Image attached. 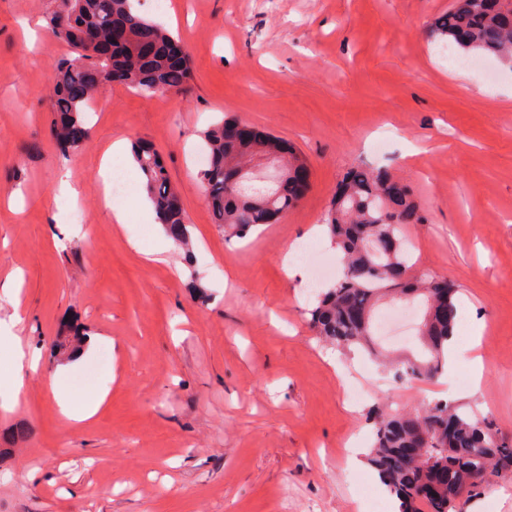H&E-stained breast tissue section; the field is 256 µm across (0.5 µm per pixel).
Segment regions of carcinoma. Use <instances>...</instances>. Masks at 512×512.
Instances as JSON below:
<instances>
[{
	"label": "carcinoma",
	"mask_w": 512,
	"mask_h": 512,
	"mask_svg": "<svg viewBox=\"0 0 512 512\" xmlns=\"http://www.w3.org/2000/svg\"><path fill=\"white\" fill-rule=\"evenodd\" d=\"M484 0L448 10L431 27L432 37L466 58L492 56L512 66V0ZM44 19L52 36L70 53L52 68L50 111L55 114L56 146L70 151L86 139L85 112L100 83L98 70L146 93L188 89L191 65L186 54L170 53L175 38L140 16L134 0H51ZM124 29L129 40L112 44V31ZM235 124L225 119L203 134L208 163L199 180L214 223L243 237L295 204L291 182L270 192L234 180L257 155L286 154L288 167L303 161L293 147L273 135L258 133L254 141L237 144L224 137ZM143 189L166 232L176 242H190L189 222L159 153L146 142L133 147ZM421 220L417 206L390 178L368 167L353 170L327 210L323 225L341 252L336 281L322 289L310 310V324L320 339L377 359L372 314L379 301H398L411 293L423 296L420 331L423 357L391 361L388 370L398 384L430 381L448 365V341L457 317L456 290L434 277L412 273L406 224ZM373 442L368 454L381 484L398 502V512H464L465 502L496 479L512 477V440L487 418L452 402L426 401L401 415L371 412ZM421 445V460H406L401 449Z\"/></svg>",
	"instance_id": "1"
}]
</instances>
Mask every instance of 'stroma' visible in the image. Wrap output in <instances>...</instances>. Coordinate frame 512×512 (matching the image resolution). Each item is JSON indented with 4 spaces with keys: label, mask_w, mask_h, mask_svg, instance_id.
<instances>
[{
    "label": "stroma",
    "mask_w": 512,
    "mask_h": 512,
    "mask_svg": "<svg viewBox=\"0 0 512 512\" xmlns=\"http://www.w3.org/2000/svg\"><path fill=\"white\" fill-rule=\"evenodd\" d=\"M454 2L167 0L157 21L190 54L188 91L110 83L87 140L63 153L48 97L67 49L41 24L46 0H0V321L23 318L0 333V365L15 338L42 351L21 390L0 388V512H371L376 473L349 462L368 450V409L447 389L512 437V67L449 62L429 28ZM226 115L289 140L310 168L300 201L243 239L215 224L198 179L202 133ZM118 139L162 155L191 250L171 240L150 259L165 231L137 215V193L113 224L101 165ZM362 163L411 188L413 261L485 324L479 349L457 339L452 379L397 385L307 322L313 289L334 281L312 274L339 258L302 236ZM67 170L78 198L57 190ZM290 248L302 277L284 271ZM70 326L107 339L65 383L78 399L109 388L80 424L52 389V343Z\"/></svg>",
    "instance_id": "obj_1"
}]
</instances>
